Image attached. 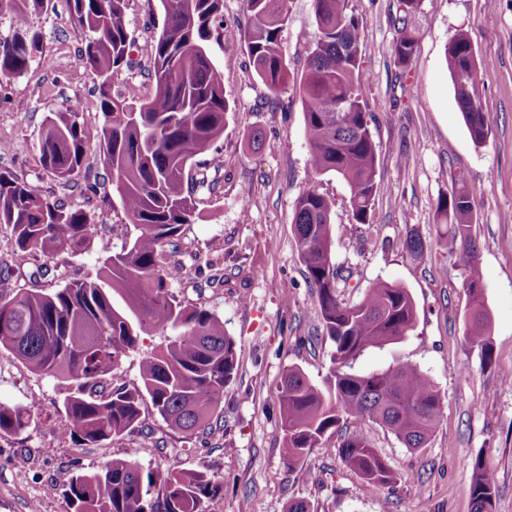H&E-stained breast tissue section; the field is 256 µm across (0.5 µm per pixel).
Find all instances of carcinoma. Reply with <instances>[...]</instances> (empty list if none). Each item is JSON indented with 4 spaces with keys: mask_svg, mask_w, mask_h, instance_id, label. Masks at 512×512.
Here are the masks:
<instances>
[{
    "mask_svg": "<svg viewBox=\"0 0 512 512\" xmlns=\"http://www.w3.org/2000/svg\"><path fill=\"white\" fill-rule=\"evenodd\" d=\"M46 0H0L15 36L0 42V76L22 73L41 52L40 35L31 31L29 14ZM78 31L89 34L81 61L97 80L104 116L98 151L89 154L80 126L81 104L47 120L33 148L44 170L67 182L95 161L112 174V183L135 233L107 256L93 277L68 279L50 291L0 293V347L32 371L65 379L62 436L80 447L97 446L132 432L141 407L150 399L162 421L188 436L211 425L224 400V389L237 367V345L224 322L209 310L189 306L172 291L168 258L179 253L180 232L195 220L194 191L212 190L218 177L202 175L186 187L192 161L224 135L229 101L224 79L213 63L209 42L244 37L257 77L273 93L287 86L299 95L315 176L334 175L349 190L355 223L370 224L379 191L372 114L358 86L366 78L359 65L360 35L349 0H313L315 37L305 71L294 75L280 52L288 27L287 0H244L248 29L224 27L223 0H160L164 25L151 46L150 98L130 85L113 94L110 77L131 64L126 0H68ZM396 18L395 63L406 64L416 40L411 15L416 0H401ZM473 48L470 36L457 33L446 62L451 78ZM456 99L472 139L486 140L484 112H472L476 83L453 82ZM474 194L456 189L438 199L437 237L445 242L461 271L469 298L466 341L485 363L492 360L490 317L483 303L478 249L471 234ZM331 202L315 188L295 202L298 252L317 290L319 315L334 344L329 374L315 383L298 368L285 374L279 388L281 455L296 470L328 434L344 432L339 454L369 483L397 482L386 462L348 429L366 421L387 428L407 448L428 446L441 416L439 390L414 365L360 374L354 362L369 348L403 338L416 324L410 292L393 283L371 284L362 298L338 297L339 268L331 257ZM0 224L11 229L19 256L40 253L53 259L77 257L90 246L96 224L80 208H70L43 193L39 184L0 171ZM403 249L418 258L419 235L408 231ZM161 333L165 342L140 361L141 385L128 387L114 377L120 360L138 348L143 335ZM31 425L30 414L0 404V435H19ZM475 512H491L495 484L484 454L471 462ZM223 485L206 469L145 472L135 453L114 458L100 469L71 479L70 512H208Z\"/></svg>",
    "mask_w": 512,
    "mask_h": 512,
    "instance_id": "carcinoma-1",
    "label": "carcinoma"
}]
</instances>
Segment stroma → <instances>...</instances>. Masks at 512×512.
<instances>
[{
  "label": "stroma",
  "mask_w": 512,
  "mask_h": 512,
  "mask_svg": "<svg viewBox=\"0 0 512 512\" xmlns=\"http://www.w3.org/2000/svg\"><path fill=\"white\" fill-rule=\"evenodd\" d=\"M399 0H350L358 20L360 93L373 115L376 173L381 191L370 224L355 223L348 188L332 175L313 176L300 99L272 96L258 79L243 41H214L211 57L224 75L232 110L223 137L197 156L190 171L219 167L213 191L196 193L198 218L185 225L179 269L170 284L185 302L224 321L237 343V368L211 428L185 436L166 426L151 403L135 431L91 448L60 434L59 407L67 383L33 373L0 349V403L29 410L33 426L0 437V512H70L71 476L135 452L143 470L169 466L208 468L223 482L210 512H285L303 501L311 512H473L471 461L486 453L496 486L492 512H512V0H419L412 16L416 45L405 66L394 63L393 19ZM281 51L302 71L313 42L312 0H288ZM131 39L146 49L164 22L159 0H127ZM43 54L23 74L0 76V171L38 183L45 194L90 213L97 231L89 251L66 262V277L95 274L120 250L129 232L120 198L102 166L63 183L43 170L33 145L48 117L73 101L89 147L99 142L104 117L96 81L78 57L83 42L67 0H47L29 18ZM475 48L479 101L489 121L485 142L475 143L464 123L446 64L458 32ZM260 132L251 148L247 139ZM464 186L475 196L473 234L479 246L484 302L490 315L492 361L464 338L466 295L460 272L438 245L439 196ZM332 204V260L349 272L339 288L358 301L374 281L407 288L417 323L403 339L358 358L361 373L411 364L427 373L441 396V419L427 448L414 452L385 427L363 423L358 432L395 471L396 483L370 484L339 455V435L326 437L289 470L280 451L278 390L289 368L322 381L332 344L318 314L317 293L302 263L294 232L295 201L309 188ZM249 189L250 203L240 193ZM422 238L420 259L402 248L407 231ZM40 256L19 259L11 230L0 225V267L12 277L0 290H51L56 278H36ZM223 276V283L212 280ZM56 423L45 426L46 414Z\"/></svg>",
  "instance_id": "1"
}]
</instances>
